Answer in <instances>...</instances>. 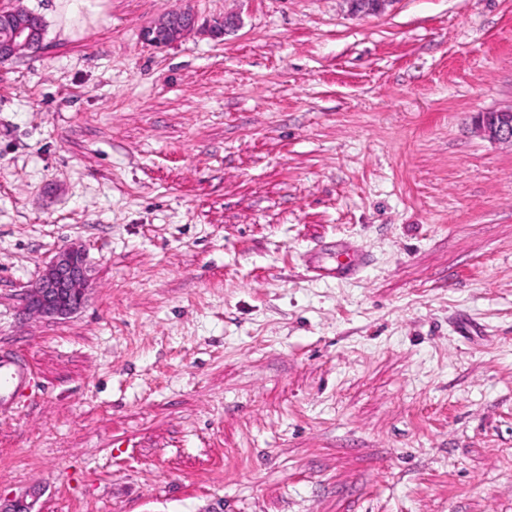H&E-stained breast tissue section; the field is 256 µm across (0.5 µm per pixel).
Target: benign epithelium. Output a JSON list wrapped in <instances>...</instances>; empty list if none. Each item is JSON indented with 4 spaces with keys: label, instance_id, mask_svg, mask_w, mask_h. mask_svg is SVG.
Masks as SVG:
<instances>
[{
    "label": "benign epithelium",
    "instance_id": "obj_1",
    "mask_svg": "<svg viewBox=\"0 0 512 512\" xmlns=\"http://www.w3.org/2000/svg\"><path fill=\"white\" fill-rule=\"evenodd\" d=\"M354 14L380 12L389 0H346ZM197 22L189 9L168 13L142 30V40L160 48L175 43L192 30ZM0 27L7 30L0 40V60L10 61L25 52L38 50L44 40L42 17L25 9L0 11ZM482 136L493 142H512V109L482 112L475 120ZM87 262L78 249L62 251L25 296L24 310L53 318H66L86 301Z\"/></svg>",
    "mask_w": 512,
    "mask_h": 512
}]
</instances>
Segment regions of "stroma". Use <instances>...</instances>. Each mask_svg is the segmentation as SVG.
I'll return each mask as SVG.
<instances>
[{
    "label": "stroma",
    "mask_w": 512,
    "mask_h": 512,
    "mask_svg": "<svg viewBox=\"0 0 512 512\" xmlns=\"http://www.w3.org/2000/svg\"><path fill=\"white\" fill-rule=\"evenodd\" d=\"M0 63V495L34 512H512V0H58ZM191 7L195 30L141 31ZM240 20L225 37L210 27ZM368 258L320 278L307 253ZM83 249L70 318L21 317ZM197 22L195 13L190 8L167 13L150 26L142 30V40L153 47L160 48L175 43L192 30ZM482 136L493 142H512V109L482 112L475 120ZM34 384V374L21 355L0 352V415L9 412L13 404Z\"/></svg>",
    "instance_id": "1"
}]
</instances>
